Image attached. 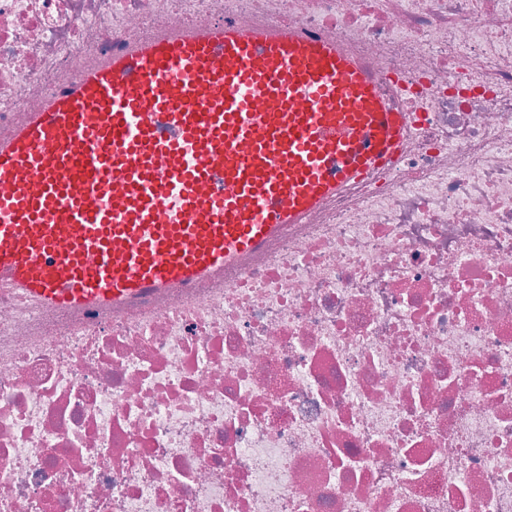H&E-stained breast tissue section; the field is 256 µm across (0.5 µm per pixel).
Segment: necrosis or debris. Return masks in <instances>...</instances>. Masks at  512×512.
Masks as SVG:
<instances>
[{
    "label": "necrosis or debris",
    "instance_id": "necrosis-or-debris-1",
    "mask_svg": "<svg viewBox=\"0 0 512 512\" xmlns=\"http://www.w3.org/2000/svg\"><path fill=\"white\" fill-rule=\"evenodd\" d=\"M205 23L352 49L413 130L192 287L0 286V512H512V0H0V138Z\"/></svg>",
    "mask_w": 512,
    "mask_h": 512
}]
</instances>
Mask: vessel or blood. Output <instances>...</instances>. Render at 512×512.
I'll use <instances>...</instances> for the list:
<instances>
[{"label":"vessel or blood","mask_w":512,"mask_h":512,"mask_svg":"<svg viewBox=\"0 0 512 512\" xmlns=\"http://www.w3.org/2000/svg\"><path fill=\"white\" fill-rule=\"evenodd\" d=\"M340 44L166 30L95 61L0 139V280L50 309L186 286L263 251L368 169L405 113Z\"/></svg>","instance_id":"b4317fda"}]
</instances>
